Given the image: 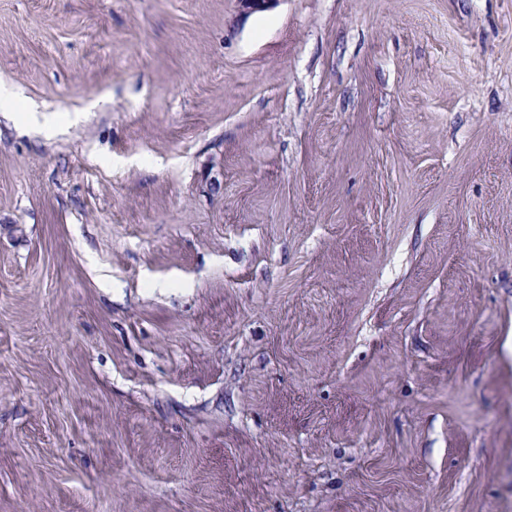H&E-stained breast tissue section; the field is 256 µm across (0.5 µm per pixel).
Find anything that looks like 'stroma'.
Listing matches in <instances>:
<instances>
[{
  "label": "stroma",
  "instance_id": "obj_1",
  "mask_svg": "<svg viewBox=\"0 0 512 512\" xmlns=\"http://www.w3.org/2000/svg\"><path fill=\"white\" fill-rule=\"evenodd\" d=\"M0 512H512V0H0Z\"/></svg>",
  "mask_w": 512,
  "mask_h": 512
}]
</instances>
